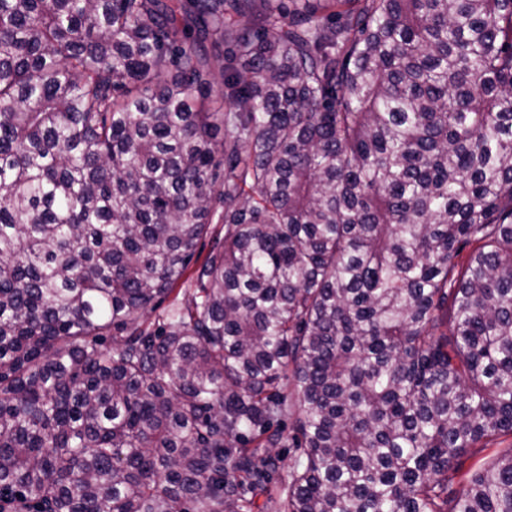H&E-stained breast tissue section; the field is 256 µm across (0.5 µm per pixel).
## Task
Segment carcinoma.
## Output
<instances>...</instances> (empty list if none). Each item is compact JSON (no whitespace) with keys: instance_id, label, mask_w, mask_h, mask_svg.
I'll use <instances>...</instances> for the list:
<instances>
[{"instance_id":"obj_1","label":"carcinoma","mask_w":512,"mask_h":512,"mask_svg":"<svg viewBox=\"0 0 512 512\" xmlns=\"http://www.w3.org/2000/svg\"><path fill=\"white\" fill-rule=\"evenodd\" d=\"M509 436L512 0H0V512H512ZM505 439L502 444H490L486 448L470 449L465 463L466 470L479 469L490 463L499 451L509 446L511 442L510 437Z\"/></svg>"}]
</instances>
